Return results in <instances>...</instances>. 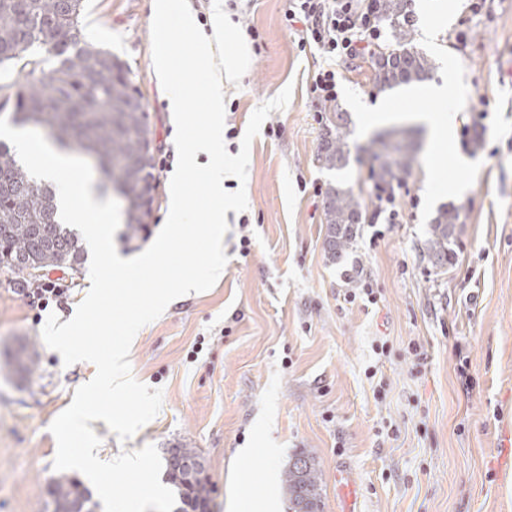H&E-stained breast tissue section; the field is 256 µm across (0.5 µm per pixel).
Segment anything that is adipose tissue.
Instances as JSON below:
<instances>
[{"instance_id":"adipose-tissue-1","label":"adipose tissue","mask_w":512,"mask_h":512,"mask_svg":"<svg viewBox=\"0 0 512 512\" xmlns=\"http://www.w3.org/2000/svg\"><path fill=\"white\" fill-rule=\"evenodd\" d=\"M153 14L162 20L159 31V48L153 57L154 70L167 89V109L182 111L184 93L215 57V49L224 43H232L236 50L224 56V75L208 78L207 86L212 103H220L225 84L233 82L245 70L249 62V49L232 13L216 10L210 19V33H199L200 38L192 53L178 52L174 46L176 35L199 32L196 15L182 0H153Z\"/></svg>"}]
</instances>
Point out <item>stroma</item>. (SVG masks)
Here are the masks:
<instances>
[{"mask_svg":"<svg viewBox=\"0 0 512 512\" xmlns=\"http://www.w3.org/2000/svg\"><path fill=\"white\" fill-rule=\"evenodd\" d=\"M153 0H86L81 35L125 63L146 105L155 144L174 130L166 90L154 73ZM250 40L247 69L228 88L226 140L237 155L252 112L286 85L288 106L272 111L250 147L248 208L227 211L222 278L174 300L136 334L135 379L163 391L157 416L127 441L92 421L103 460L151 444L160 456L190 448L210 489L209 512H289L283 473L290 457L311 453L321 469L322 512H344L352 485L354 512H512V470L501 469L502 433L512 430V0H413L412 44L432 60L433 80L456 86L448 104L457 126L453 149L436 148L420 118L438 105L401 85L383 92L371 82L370 56L338 66V97L314 111L307 87L327 61L299 46L285 26L289 0H232ZM387 101L382 126L360 129L363 113ZM342 111L350 159L342 170L317 159L324 115ZM388 137L415 151L398 199L403 218L360 224L338 262L325 253L327 224L315 188L340 181L363 215ZM171 172L159 174L151 236L114 235L116 249L136 256L163 227ZM464 185L461 194L437 188ZM457 207L453 254L444 268L429 262L425 242L439 209ZM251 239L241 254V235ZM65 305L29 304L0 272V512H52L55 478L52 421L94 364L64 366L42 329L49 316L73 317L91 286L88 266L56 269ZM373 279L382 300L372 311L342 307L341 295ZM390 358L377 363L374 341ZM420 341L428 363L412 368L405 349ZM468 356L469 382L457 367ZM378 365L380 380L367 378ZM385 395H375L378 381ZM398 434H389V427Z\"/></svg>","mask_w":512,"mask_h":512,"instance_id":"1","label":"stroma"}]
</instances>
